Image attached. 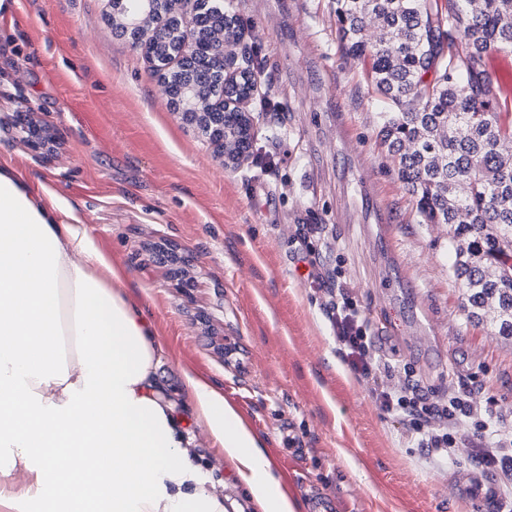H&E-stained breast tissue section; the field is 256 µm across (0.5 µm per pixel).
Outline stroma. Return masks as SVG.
<instances>
[{
    "label": "stroma",
    "instance_id": "35a3bbf8",
    "mask_svg": "<svg viewBox=\"0 0 512 512\" xmlns=\"http://www.w3.org/2000/svg\"><path fill=\"white\" fill-rule=\"evenodd\" d=\"M262 65L264 111L243 165L171 111L111 0H0V164L42 184L116 262L168 360L174 400L191 373L261 439L302 512H492L493 473L468 437L433 466L408 447L346 366L315 278L337 271L380 353L438 396L479 381L512 430V340L470 323L448 231L425 224L378 136L381 102L336 37L333 0H229ZM279 26L266 24L269 12ZM512 109V48L483 54ZM53 149H31L23 118ZM314 250L318 265L304 262ZM194 449L226 512H251L233 464L203 428ZM474 478H465V471Z\"/></svg>",
    "mask_w": 512,
    "mask_h": 512
}]
</instances>
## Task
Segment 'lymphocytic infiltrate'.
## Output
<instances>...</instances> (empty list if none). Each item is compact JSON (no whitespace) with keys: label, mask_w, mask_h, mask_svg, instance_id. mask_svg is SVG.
<instances>
[{"label":"lymphocytic infiltrate","mask_w":512,"mask_h":512,"mask_svg":"<svg viewBox=\"0 0 512 512\" xmlns=\"http://www.w3.org/2000/svg\"><path fill=\"white\" fill-rule=\"evenodd\" d=\"M319 285L326 290L324 310L343 360L368 384L380 412L399 419L405 441L423 449L432 463L451 458L457 435L467 434L474 448L471 464L495 472L500 479L494 495L495 512H512V431L494 428L492 405L477 404L472 388L464 384L445 397L432 395L412 370L378 353L371 323L357 307L346 282L323 279ZM388 376L399 377V384H385Z\"/></svg>","instance_id":"f902f5d3"}]
</instances>
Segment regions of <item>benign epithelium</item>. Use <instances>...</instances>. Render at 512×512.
I'll return each mask as SVG.
<instances>
[{
  "mask_svg": "<svg viewBox=\"0 0 512 512\" xmlns=\"http://www.w3.org/2000/svg\"><path fill=\"white\" fill-rule=\"evenodd\" d=\"M116 29L150 63L162 93L180 119L216 148L224 166L245 155L224 149V115L252 118L249 99L228 96L241 81L255 92L259 79L239 63L243 40L226 44L210 36L224 20V0H113Z\"/></svg>",
  "mask_w": 512,
  "mask_h": 512,
  "instance_id": "obj_1",
  "label": "benign epithelium"
}]
</instances>
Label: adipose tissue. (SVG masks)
<instances>
[{
    "label": "adipose tissue",
    "instance_id": "obj_1",
    "mask_svg": "<svg viewBox=\"0 0 512 512\" xmlns=\"http://www.w3.org/2000/svg\"><path fill=\"white\" fill-rule=\"evenodd\" d=\"M62 213L0 165V512H224L192 424L234 462L254 512H300L224 396L186 373L181 403L168 398L148 307Z\"/></svg>",
    "mask_w": 512,
    "mask_h": 512
}]
</instances>
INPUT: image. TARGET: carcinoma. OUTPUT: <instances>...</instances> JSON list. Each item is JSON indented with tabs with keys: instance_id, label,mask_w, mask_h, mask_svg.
Returning <instances> with one entry per match:
<instances>
[{
	"instance_id": "carcinoma-1",
	"label": "carcinoma",
	"mask_w": 512,
	"mask_h": 512,
	"mask_svg": "<svg viewBox=\"0 0 512 512\" xmlns=\"http://www.w3.org/2000/svg\"><path fill=\"white\" fill-rule=\"evenodd\" d=\"M336 30L387 104L379 136L423 223L448 225L467 319L512 337V113L479 68L512 48V0H336Z\"/></svg>"
}]
</instances>
